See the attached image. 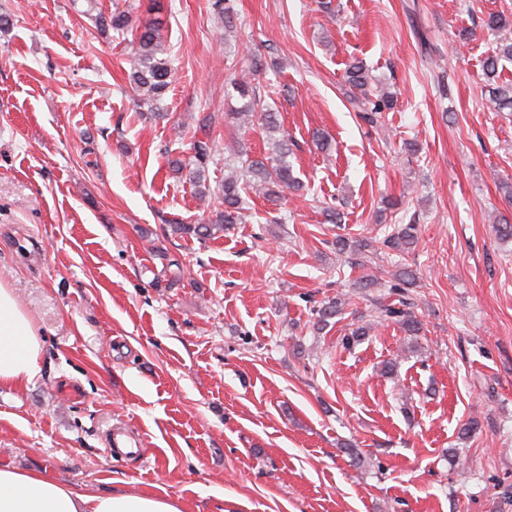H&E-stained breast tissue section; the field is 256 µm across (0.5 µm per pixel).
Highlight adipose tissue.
<instances>
[{
  "mask_svg": "<svg viewBox=\"0 0 512 512\" xmlns=\"http://www.w3.org/2000/svg\"><path fill=\"white\" fill-rule=\"evenodd\" d=\"M40 332L13 290L0 283V387H15L38 372ZM0 512H182L155 495L89 497L38 472L0 466Z\"/></svg>",
  "mask_w": 512,
  "mask_h": 512,
  "instance_id": "1",
  "label": "adipose tissue"
}]
</instances>
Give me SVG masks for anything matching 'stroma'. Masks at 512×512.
<instances>
[{
  "label": "stroma",
  "instance_id": "1",
  "mask_svg": "<svg viewBox=\"0 0 512 512\" xmlns=\"http://www.w3.org/2000/svg\"><path fill=\"white\" fill-rule=\"evenodd\" d=\"M158 2L164 120L134 101L130 34L96 23H140L148 0H0V282L43 342L31 381L0 388V466L183 512H512V242L494 227L512 113L483 71V20L512 0H229L228 33L209 0ZM251 53L303 187L243 194L242 223L200 241L175 230L203 209L169 162L197 117L239 106ZM356 60L397 97L383 126L360 118ZM212 136L214 187L238 147L272 149L258 123ZM406 211L404 254L379 228ZM404 267L419 335L388 321L343 346ZM115 427L143 459L109 454ZM414 220L415 214H412L408 224H397V227L394 224L392 232L385 233L381 241L382 244L401 252H408L416 238V227L415 224H412Z\"/></svg>",
  "mask_w": 512,
  "mask_h": 512
}]
</instances>
